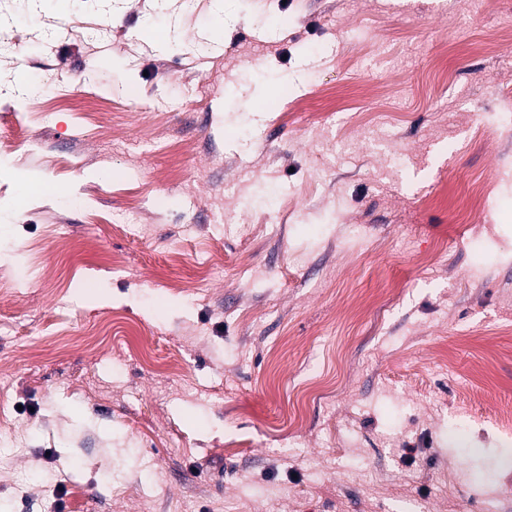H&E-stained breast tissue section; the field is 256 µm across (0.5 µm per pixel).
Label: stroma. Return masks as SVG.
Returning a JSON list of instances; mask_svg holds the SVG:
<instances>
[{
  "mask_svg": "<svg viewBox=\"0 0 512 512\" xmlns=\"http://www.w3.org/2000/svg\"><path fill=\"white\" fill-rule=\"evenodd\" d=\"M460 2L228 0L218 31L211 0H0V80L42 82L0 89L5 512H482L512 485V0ZM29 174L66 195L20 200ZM491 175L473 243L454 207Z\"/></svg>",
  "mask_w": 512,
  "mask_h": 512,
  "instance_id": "obj_1",
  "label": "stroma"
}]
</instances>
